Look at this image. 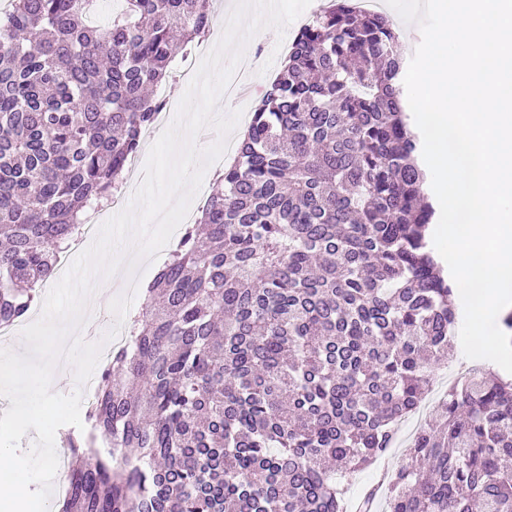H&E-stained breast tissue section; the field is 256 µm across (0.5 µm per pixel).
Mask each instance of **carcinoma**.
I'll return each instance as SVG.
<instances>
[{
	"instance_id": "1",
	"label": "carcinoma",
	"mask_w": 512,
	"mask_h": 512,
	"mask_svg": "<svg viewBox=\"0 0 512 512\" xmlns=\"http://www.w3.org/2000/svg\"><path fill=\"white\" fill-rule=\"evenodd\" d=\"M11 0L0 15V325L121 190L210 0ZM392 21L328 0L131 317L61 512H348L453 360L458 289L429 225ZM412 437L383 512H512V378L470 369ZM101 433L112 451L94 449ZM380 479L381 466L378 463L354 474L352 485L347 494L350 500V510L352 512H355L354 509L362 493L370 488L377 487Z\"/></svg>"
}]
</instances>
